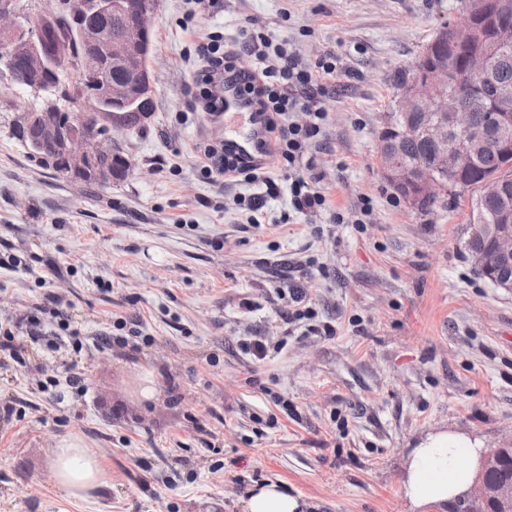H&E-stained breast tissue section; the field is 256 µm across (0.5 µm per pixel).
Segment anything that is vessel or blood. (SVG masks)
I'll use <instances>...</instances> for the list:
<instances>
[{
    "label": "vessel or blood",
    "instance_id": "1",
    "mask_svg": "<svg viewBox=\"0 0 512 512\" xmlns=\"http://www.w3.org/2000/svg\"><path fill=\"white\" fill-rule=\"evenodd\" d=\"M218 130L225 145L245 163L268 162L271 154L265 147L266 131L261 113L246 109L243 97L232 84L224 87V114L217 117Z\"/></svg>",
    "mask_w": 512,
    "mask_h": 512
}]
</instances>
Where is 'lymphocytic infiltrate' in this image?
Wrapping results in <instances>:
<instances>
[{
	"instance_id": "1",
	"label": "lymphocytic infiltrate",
	"mask_w": 512,
	"mask_h": 512,
	"mask_svg": "<svg viewBox=\"0 0 512 512\" xmlns=\"http://www.w3.org/2000/svg\"><path fill=\"white\" fill-rule=\"evenodd\" d=\"M235 44V49H225L224 38L220 35L197 43L190 108L202 113L205 120L214 121L224 112L225 83L238 84L246 104L266 116L272 155L280 162L295 164L306 154L309 141L321 131L326 113L316 107L314 101L325 93L324 79L335 72L336 66L322 61L311 68L301 67L292 55L275 47L271 38L250 26L240 27ZM241 49L254 56L255 67L244 69L239 66L237 52ZM296 110L307 112V124L301 126L290 122L289 114ZM199 152L201 172L212 181L238 177L255 181L264 175L263 166L237 165L226 153L221 135L206 133ZM44 314L51 315L57 324L50 342L51 350H60L67 340L76 338L71 317L57 295L50 292L44 295L35 314L29 317V325H40V317Z\"/></svg>"
}]
</instances>
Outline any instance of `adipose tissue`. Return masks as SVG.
Here are the masks:
<instances>
[{
    "instance_id": "1",
    "label": "adipose tissue",
    "mask_w": 512,
    "mask_h": 512,
    "mask_svg": "<svg viewBox=\"0 0 512 512\" xmlns=\"http://www.w3.org/2000/svg\"><path fill=\"white\" fill-rule=\"evenodd\" d=\"M481 458V447L463 434H428L407 457L402 494L418 512L446 505L470 490ZM53 466L56 482L67 496L87 498L110 486L100 462L78 446L54 449ZM303 508V501L275 482L254 487L243 501L244 512H303Z\"/></svg>"
}]
</instances>
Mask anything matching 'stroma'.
<instances>
[{
  "label": "stroma",
  "instance_id": "stroma-1",
  "mask_svg": "<svg viewBox=\"0 0 512 512\" xmlns=\"http://www.w3.org/2000/svg\"><path fill=\"white\" fill-rule=\"evenodd\" d=\"M468 6L222 0L189 35L190 0H158L153 112L118 135L130 171L104 188L30 157L11 126L41 100L0 70V325L24 324L48 292L83 337L127 323L126 344L29 341L25 364L0 367V512H243L267 481L308 512H412L400 482L424 435L512 442V294L465 248L470 202L412 212L378 158L398 72ZM247 22L302 64L336 65L306 163H271L272 192L206 179L195 150L204 120L189 108L188 58L197 38ZM313 172L329 207L297 213L290 185ZM294 286L314 320L289 318ZM324 323L334 335L315 333ZM259 337L272 344L261 361L241 349ZM74 375L86 390L68 387ZM68 443L103 466L101 496L60 497L52 453Z\"/></svg>",
  "mask_w": 512,
  "mask_h": 512
}]
</instances>
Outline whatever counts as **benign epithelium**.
Instances as JSON below:
<instances>
[{
    "instance_id": "obj_1",
    "label": "benign epithelium",
    "mask_w": 512,
    "mask_h": 512,
    "mask_svg": "<svg viewBox=\"0 0 512 512\" xmlns=\"http://www.w3.org/2000/svg\"><path fill=\"white\" fill-rule=\"evenodd\" d=\"M156 6L157 0H55L49 12L24 13L18 0H0V64L15 84L51 92L53 87L41 80L43 74L61 66L79 73L94 69L95 62L77 53L82 47L95 48L110 63V75L99 79L92 95L70 105L69 123L62 126L50 118L57 111L50 103L36 126L34 145H60L71 171L112 158L114 132L133 127L129 115L151 112L141 91L153 82L148 60ZM113 19L117 24L109 38L104 24ZM483 32L489 48L471 50L460 60L458 50L471 46ZM511 48L512 12L493 0H475L468 18L440 27L407 68L395 120L381 131L378 153L384 180L410 210L419 212L446 191L462 189L488 142L512 155V126L502 118L489 127L476 125L471 108L448 89V81L460 70L475 79L488 78L493 53ZM105 105L117 116L107 117ZM406 138L427 143L435 164L426 168L406 163L400 151ZM479 190V204L496 205L498 223L470 225L468 253L495 287L512 293V194L499 175L482 178ZM511 461L512 448L483 454L482 474L462 501L489 502L495 512H512ZM494 467L502 470V477L489 483L484 473Z\"/></svg>"
}]
</instances>
